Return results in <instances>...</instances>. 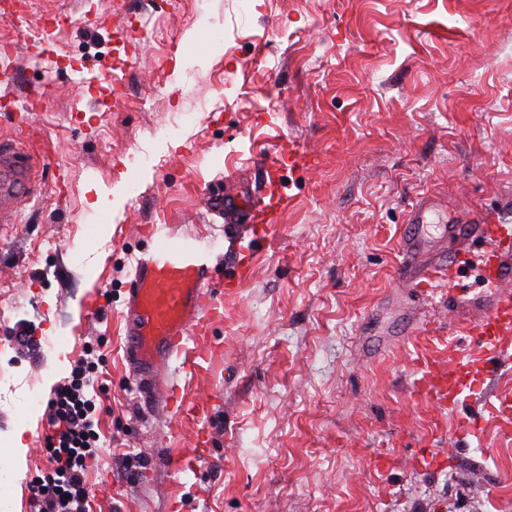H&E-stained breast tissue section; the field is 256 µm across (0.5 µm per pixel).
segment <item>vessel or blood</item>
<instances>
[{
    "mask_svg": "<svg viewBox=\"0 0 512 512\" xmlns=\"http://www.w3.org/2000/svg\"><path fill=\"white\" fill-rule=\"evenodd\" d=\"M309 162L307 153L291 143L280 147L267 169L276 174ZM39 163V155L27 145L0 142V224L14 223L18 209L40 194ZM287 203L283 193L253 203L254 245L266 242L268 229L279 223ZM142 237L147 245L126 285V357L142 392L160 398L172 411L175 425L187 419L198 422L197 443L202 446L205 409L186 403L174 384L164 382L163 373L172 359L184 358L185 368L192 371L213 356V348L206 344L210 327L224 316L225 292L243 286L248 264L237 261L234 273L219 288L209 260L210 245L199 235L180 232L174 224H150ZM478 239L487 245L486 291L450 301L447 321L429 320L422 326L423 333L451 340L465 336L473 343L472 349L449 355L447 364L421 369L416 387L440 410H455L467 397L485 392L500 359L512 353V195L500 207L449 225L447 261L421 258L410 240L396 269L400 287L430 288L446 281L451 260L465 255Z\"/></svg>",
    "mask_w": 512,
    "mask_h": 512,
    "instance_id": "obj_1",
    "label": "vessel or blood"
}]
</instances>
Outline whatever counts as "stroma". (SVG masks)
Segmentation results:
<instances>
[{"mask_svg": "<svg viewBox=\"0 0 512 512\" xmlns=\"http://www.w3.org/2000/svg\"><path fill=\"white\" fill-rule=\"evenodd\" d=\"M48 8V52L0 55V141L24 142L27 115L49 159L39 196L0 226V456L20 427L28 448L8 512H31L27 485L49 467L46 412L20 402L65 380L58 350L72 363L89 347L104 411L87 485L102 512H512V427L485 409L512 399V359L453 411L413 390L420 367L466 347L413 330L484 289L483 244L450 286L394 285L418 203L436 238L512 189V0H126L119 15L110 0H32L28 32ZM162 29L180 44L158 64ZM37 85L54 92L24 113ZM288 140L314 164L288 176L270 245L224 297L210 334L222 357L164 374L212 392L201 448L125 360L136 227L190 228L224 267L225 225L247 224ZM465 418L478 430L455 436ZM139 453L147 468L125 471Z\"/></svg>", "mask_w": 512, "mask_h": 512, "instance_id": "stroma-1", "label": "stroma"}]
</instances>
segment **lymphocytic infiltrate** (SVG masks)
<instances>
[{
  "label": "lymphocytic infiltrate",
  "mask_w": 512,
  "mask_h": 512,
  "mask_svg": "<svg viewBox=\"0 0 512 512\" xmlns=\"http://www.w3.org/2000/svg\"><path fill=\"white\" fill-rule=\"evenodd\" d=\"M95 368L94 362L77 361L48 404L50 467L28 484L32 512H92L86 472L101 449Z\"/></svg>",
  "instance_id": "obj_1"
}]
</instances>
